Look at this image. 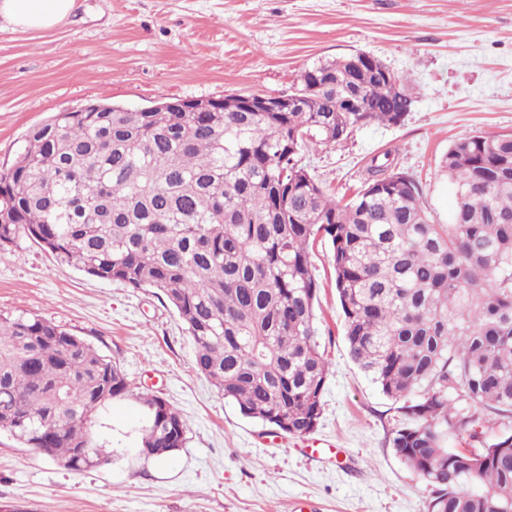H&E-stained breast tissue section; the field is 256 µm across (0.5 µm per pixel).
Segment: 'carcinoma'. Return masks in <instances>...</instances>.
<instances>
[{
  "instance_id": "obj_1",
  "label": "carcinoma",
  "mask_w": 512,
  "mask_h": 512,
  "mask_svg": "<svg viewBox=\"0 0 512 512\" xmlns=\"http://www.w3.org/2000/svg\"><path fill=\"white\" fill-rule=\"evenodd\" d=\"M347 61L306 68L286 112L230 95L210 112L176 99L55 114L0 169V250L26 238L89 276L153 290L224 398L303 437L329 372L311 261L328 245L349 355L401 402L389 444L431 487L429 512H512V134L448 147V224L389 151L343 204L310 172L308 144L397 125L414 105L396 75L361 79ZM356 96L368 111H345ZM118 397L146 409L140 454L185 445V419L134 392L116 359L44 318L0 313V431L68 469L96 467L110 452L95 415ZM491 419L503 430L481 447L445 446Z\"/></svg>"
}]
</instances>
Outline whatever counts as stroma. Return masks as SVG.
<instances>
[{
  "instance_id": "obj_1",
  "label": "stroma",
  "mask_w": 512,
  "mask_h": 512,
  "mask_svg": "<svg viewBox=\"0 0 512 512\" xmlns=\"http://www.w3.org/2000/svg\"><path fill=\"white\" fill-rule=\"evenodd\" d=\"M366 52L414 88L395 126L357 129L305 161L333 197L361 188L391 152L422 204L449 223L455 189L441 161L456 139L512 133V0H76L48 31L0 20V168L28 129L90 103L280 96L320 59ZM318 334L330 370L314 439L244 417L195 367L194 344L155 294L99 280L29 240L0 251V311L61 325L119 361L128 382L166 399L187 441L170 460L139 457L146 413L115 399L96 433L109 463L70 470L0 432V512H428L431 492L389 445L398 404L351 360L328 248L313 254Z\"/></svg>"
}]
</instances>
